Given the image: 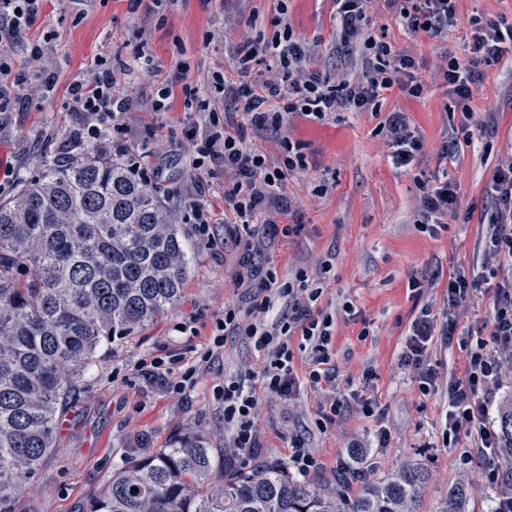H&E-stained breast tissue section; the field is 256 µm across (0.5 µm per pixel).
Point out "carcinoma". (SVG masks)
<instances>
[{"instance_id":"carcinoma-1","label":"carcinoma","mask_w":512,"mask_h":512,"mask_svg":"<svg viewBox=\"0 0 512 512\" xmlns=\"http://www.w3.org/2000/svg\"><path fill=\"white\" fill-rule=\"evenodd\" d=\"M188 257L170 210L121 154L71 158L0 201V501L58 450L75 383L180 300ZM500 481L512 485V408L497 411ZM221 489L212 488L216 469ZM428 472L409 464L346 500L275 461L227 467L200 432L134 456L90 512H416ZM469 486L444 512H465Z\"/></svg>"}]
</instances>
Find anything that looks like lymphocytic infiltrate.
Returning <instances> with one entry per match:
<instances>
[{"label": "lymphocytic infiltrate", "instance_id": "lymphocytic-infiltrate-1", "mask_svg": "<svg viewBox=\"0 0 512 512\" xmlns=\"http://www.w3.org/2000/svg\"><path fill=\"white\" fill-rule=\"evenodd\" d=\"M43 2L0 0V40L7 45L6 50L0 51V78L12 73L13 56L18 52L30 67L48 71V42H36L28 36ZM381 6L388 7L395 25L411 35L424 33L441 38L458 22L455 0H336L339 47L349 54L358 53L366 68L359 77L333 80L311 69L312 49L294 32L287 0H278V29L272 36L264 35L259 13L244 20L247 32L236 46L240 81L219 78L215 94L198 104L208 121L203 129L190 135L188 168L197 171L207 163L219 161L225 174L230 175V184L224 189V209L239 228L232 244L241 252L240 264L247 275L256 274L253 258L265 250L264 237L255 234L251 226L256 211L267 208L265 224L277 229L278 217L287 213L282 205L285 182L306 168L304 143L292 140L285 132L293 118L324 123L339 121L347 112L377 114L381 117L377 131L390 142L396 167L412 165L422 152V137L408 114L381 110L391 88H398L411 99L424 95V81L413 54L392 48L372 28V18ZM471 24L474 64L489 65L512 54V23H484L475 18ZM259 65L265 66L266 77L246 83V76ZM156 68L155 56L144 41L133 47L129 60L119 64L95 59L89 80L71 87V97L84 115L83 140L100 146L110 138L127 135L128 116L138 106L134 96L136 80ZM439 74L463 106L462 126H479L478 115L469 106L478 91L471 67L449 57L440 66ZM224 100L240 102L254 129L275 133L277 158L245 146L234 122L220 119V103ZM421 189L418 224L420 229L432 231L454 214L456 186L447 176L435 174L422 183ZM488 191L493 209L483 226L479 264L471 271L449 274L442 315H434L430 307L421 308L410 325L401 361L417 380L422 395L434 392L438 373L428 359L434 336L451 342L458 309L481 283L492 281L487 335H469L458 341L465 353V377L448 384L441 440L446 448L476 449L478 461L469 473L471 483L477 487L498 486L493 512H512V489L500 485L494 464L498 439L490 417L499 391L512 382V154L497 164ZM262 290V299L247 311L225 308L219 324L221 330L234 331L264 353L258 372L260 390L245 388L236 377L224 381V425L230 432L229 446L246 463L256 457L260 448L259 394L288 400L300 390L289 345L293 336H300L309 350L310 386L330 378L324 366L331 360L332 320L315 311L322 295L316 277L298 269L282 283L269 270L262 280Z\"/></svg>", "mask_w": 512, "mask_h": 512}]
</instances>
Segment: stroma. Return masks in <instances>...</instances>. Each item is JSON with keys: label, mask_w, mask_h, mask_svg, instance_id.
I'll return each mask as SVG.
<instances>
[{"label": "stroma", "mask_w": 512, "mask_h": 512, "mask_svg": "<svg viewBox=\"0 0 512 512\" xmlns=\"http://www.w3.org/2000/svg\"><path fill=\"white\" fill-rule=\"evenodd\" d=\"M459 22L448 36H411L392 24L388 10L374 17L398 49L413 51L425 83L419 99L390 89L384 110L408 112L423 137L416 165L396 168L391 149L377 135L378 117L368 112L347 115L333 124L294 119L286 132L306 144L307 167L289 178L283 192L291 204L288 223L301 225L297 235L277 233L266 240V259L279 279L298 268L329 261L322 280L319 307L330 315L335 386L315 390L306 385L308 357L294 351L293 366L302 378L292 400L260 399L258 427L261 458L287 462L288 437L304 435L321 462L306 475L317 489L340 486L354 499L371 481L387 475L406 461L423 463L428 481L421 493V512H443L450 487L460 483L466 467L462 451L441 445V426L448 408V382L463 378L465 354L457 340L488 321L490 288L475 292L460 309L454 343L434 338L430 362L438 372L435 393L424 396L418 383L399 364L405 334L423 305L440 309L446 297L447 276L468 269L479 260L481 226L492 210L486 185L500 155L512 151V56L480 67L479 92L471 108L479 112L484 132L458 140L446 164L448 179L456 183L457 213L436 234L423 232L414 202L420 184L438 164L447 129L456 125L461 105L433 71L442 54L469 62L472 17L512 22V0H459ZM288 17L295 32L320 43L317 67L330 76L349 66L336 50L334 0H288ZM224 9L219 0H176L166 21L148 15L134 0H46L29 36L43 40L54 32V89L48 97L28 101V87L40 73L14 57V71L22 79L11 92L20 110L0 112V198L13 195L20 176L37 175L47 164L65 161L61 144H72L76 155L89 149L81 142L83 118L70 104L73 83L87 80L89 66L98 57L127 55L140 34H147L158 62L154 74L138 85L141 97H150L179 60L190 64L187 82L203 84L216 73L235 77V46L239 32L227 33L220 43L207 42L211 32L223 30ZM182 90H175L166 112H136L126 144L144 152L149 171L158 172L155 192L167 203L185 238L190 258L188 277L178 304L135 335L123 339L86 372L64 409L60 447L25 490L13 496L8 512H90L112 473L145 449L166 447L178 431L194 428L205 433L216 450H223L224 380L248 377L258 370L264 354L243 337L219 336L216 323L228 306L248 310L261 299L259 283L238 286L239 252L224 246V167L209 164L189 178L184 159L188 135L204 121L188 109ZM330 182L325 196L313 193L320 182ZM211 213L207 224H190L191 203ZM439 271L430 288L408 287L413 271ZM353 315L341 310L343 302ZM158 359L176 372L197 367L193 386L185 393L171 391L165 381L145 380L136 370L142 360ZM346 408L336 429L320 432L315 420L333 398ZM362 399L375 401L377 412H358ZM390 433L388 447L372 445L377 430ZM369 440L357 462L362 477L338 484L341 463L349 461L346 444L352 437Z\"/></svg>", "instance_id": "35a3bbf8"}]
</instances>
